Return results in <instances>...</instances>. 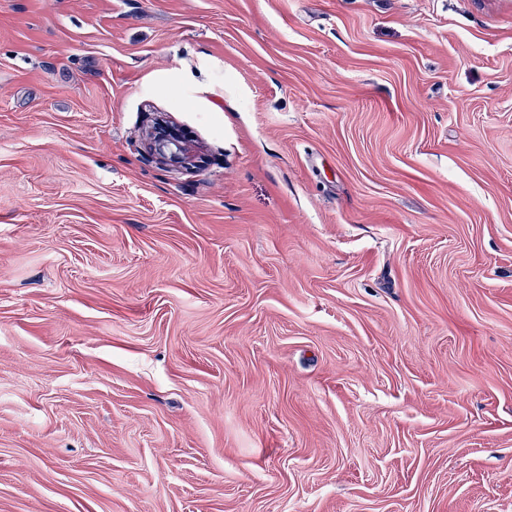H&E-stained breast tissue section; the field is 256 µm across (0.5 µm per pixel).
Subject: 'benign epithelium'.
<instances>
[{
    "label": "benign epithelium",
    "instance_id": "7a95c632",
    "mask_svg": "<svg viewBox=\"0 0 512 512\" xmlns=\"http://www.w3.org/2000/svg\"><path fill=\"white\" fill-rule=\"evenodd\" d=\"M144 147L152 160L181 170L191 171L205 162V155L188 134L162 119L146 128Z\"/></svg>",
    "mask_w": 512,
    "mask_h": 512
}]
</instances>
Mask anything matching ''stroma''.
Here are the masks:
<instances>
[{
  "label": "stroma",
  "instance_id": "stroma-1",
  "mask_svg": "<svg viewBox=\"0 0 512 512\" xmlns=\"http://www.w3.org/2000/svg\"><path fill=\"white\" fill-rule=\"evenodd\" d=\"M0 512H512V0H0ZM146 154L161 165L191 171L205 162V155L180 127L158 119L144 132Z\"/></svg>",
  "mask_w": 512,
  "mask_h": 512
}]
</instances>
